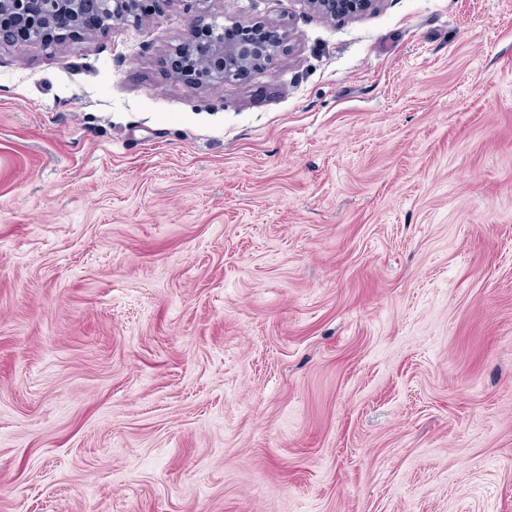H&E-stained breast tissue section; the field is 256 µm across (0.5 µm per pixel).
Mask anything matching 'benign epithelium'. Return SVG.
Returning <instances> with one entry per match:
<instances>
[{
  "label": "benign epithelium",
  "mask_w": 512,
  "mask_h": 512,
  "mask_svg": "<svg viewBox=\"0 0 512 512\" xmlns=\"http://www.w3.org/2000/svg\"><path fill=\"white\" fill-rule=\"evenodd\" d=\"M166 0H0V46L24 38L50 44L85 30L88 18L102 21L139 20L138 4L159 13ZM196 15L185 37L163 61V68L197 84H223L242 79L252 68L269 61L292 33L264 24L236 25L230 30L206 20L207 0H190ZM381 0H310L334 20L375 11Z\"/></svg>",
  "instance_id": "1"
}]
</instances>
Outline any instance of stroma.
I'll return each mask as SVG.
<instances>
[{"label":"stroma","instance_id":"obj_1","mask_svg":"<svg viewBox=\"0 0 512 512\" xmlns=\"http://www.w3.org/2000/svg\"><path fill=\"white\" fill-rule=\"evenodd\" d=\"M0 46V512H512V0H209ZM196 15L185 37L163 61V68L197 84L214 85L242 79L252 68L269 61L292 33L264 24L235 25L224 31L215 19L205 22L207 0H187ZM202 59L200 66L192 61ZM323 15L332 20L360 17L375 11L381 0H310Z\"/></svg>","mask_w":512,"mask_h":512}]
</instances>
